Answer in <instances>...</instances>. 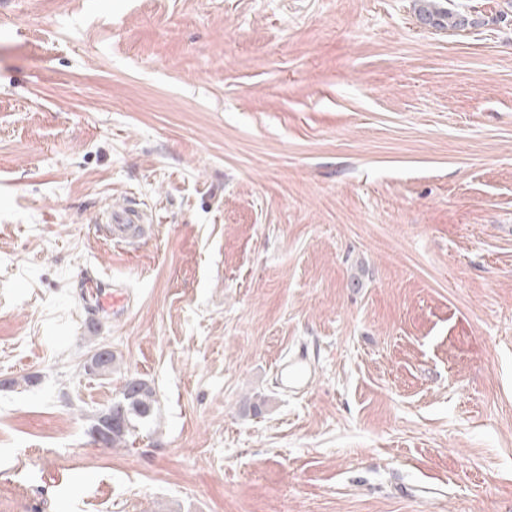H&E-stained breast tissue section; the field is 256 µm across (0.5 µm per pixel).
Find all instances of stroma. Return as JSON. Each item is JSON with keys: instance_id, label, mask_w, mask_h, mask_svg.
Masks as SVG:
<instances>
[{"instance_id": "35a3bbf8", "label": "stroma", "mask_w": 512, "mask_h": 512, "mask_svg": "<svg viewBox=\"0 0 512 512\" xmlns=\"http://www.w3.org/2000/svg\"><path fill=\"white\" fill-rule=\"evenodd\" d=\"M416 2L0 0V512H512V0ZM441 0H418L421 4L417 8L420 20L433 28H448L452 30H465L478 25L479 21L468 13L452 12L441 6ZM143 222V215L131 206L109 211L106 220V224L112 227V234L124 240L135 238L139 233L137 224ZM86 288H92L90 291V295L92 300H94L93 304H90L91 307L100 309V310H119L124 307V303L126 301L125 294L121 290H113L112 292H108L105 295H100L97 292V288H100L97 283L92 281L87 283ZM96 288V289H94ZM281 380L289 391L306 389L315 374L310 361L304 353L290 356L278 365ZM134 379L139 378H128L126 379L125 384H128ZM139 380L143 385L140 390L136 392L132 391V393L129 394V388L123 387L121 391L124 392L125 395L129 394V397L121 394V397L118 400L112 402L114 414L120 419V425L118 426V429L112 430V436L105 440L106 444L110 448H127L130 443V439L136 432V429L140 425L150 421L153 417L157 403L155 393L146 381L142 379ZM112 408H108L103 412V418L105 421L103 428L94 430L101 425L100 414L96 416L93 425L90 427V432H93V439L98 445L106 446L104 439L112 429Z\"/></svg>"}]
</instances>
